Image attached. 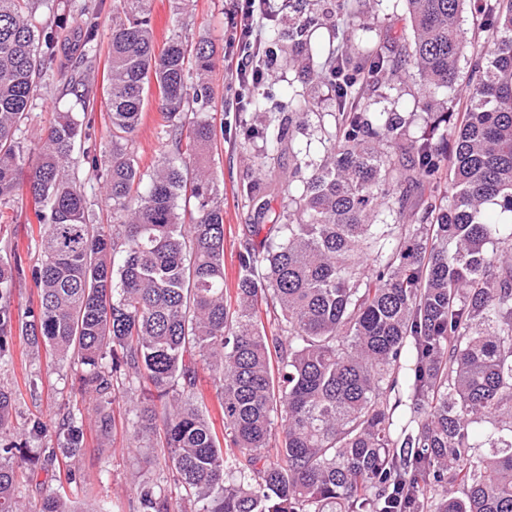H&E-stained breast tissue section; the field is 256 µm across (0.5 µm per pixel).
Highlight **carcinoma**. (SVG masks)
Returning a JSON list of instances; mask_svg holds the SVG:
<instances>
[{"mask_svg":"<svg viewBox=\"0 0 512 512\" xmlns=\"http://www.w3.org/2000/svg\"><path fill=\"white\" fill-rule=\"evenodd\" d=\"M34 0H0V223L20 188L35 205L40 259L0 253V364L14 345L77 365L71 400L52 425L57 448L35 454L9 439L17 390L0 383V512H108L54 490L32 505L18 486L56 456L83 455L84 422L132 443L154 438L164 465L132 480L139 512H512V0H475L486 43L467 41L465 0H405L413 38L365 53L343 49L306 74L334 88L324 154H291L282 204L249 225L235 288L224 287V198L212 165L218 141L206 80L214 47L173 35L155 51L150 0H120L107 45L111 148L91 157L112 223L95 224L69 170L81 126L58 112L30 161L21 141L43 78L87 109L83 66L97 47V13L74 27L37 15ZM352 0L267 45L292 63L316 24L349 32ZM465 100L435 99L458 86ZM419 81L428 129L369 111L381 80ZM173 146L148 174L132 150L149 95ZM311 101L276 104L261 134L294 139ZM424 184L409 224L397 190ZM244 201L268 212L262 188ZM193 205L180 221L179 200ZM31 279L37 305H15ZM412 372L400 375L405 354ZM210 376L216 426L199 389Z\"/></svg>","mask_w":512,"mask_h":512,"instance_id":"carcinoma-1","label":"carcinoma"}]
</instances>
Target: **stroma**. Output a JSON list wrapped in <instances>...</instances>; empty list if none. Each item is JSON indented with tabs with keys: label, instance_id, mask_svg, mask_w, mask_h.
<instances>
[{
	"label": "stroma",
	"instance_id": "obj_1",
	"mask_svg": "<svg viewBox=\"0 0 512 512\" xmlns=\"http://www.w3.org/2000/svg\"><path fill=\"white\" fill-rule=\"evenodd\" d=\"M225 0H151L152 25L156 48H163L172 36V19L181 16L184 26L183 36L196 39L209 38L215 46L212 83L217 110L215 119L224 123V139L214 155L215 166L222 172L224 181L219 189L224 196V285H235L237 272L236 254L245 239L250 224L256 223L257 216L252 207L240 197L243 184L260 182L267 192L271 209H279L281 194L278 186L272 185L270 176H259L256 160L269 148L268 143L258 136L266 117L263 113L246 111L238 115L234 101V91L229 87L230 62L225 61L223 51L224 32L227 28ZM353 47H361L378 41L392 43L403 40L412 34L411 23L404 0H369L367 6L356 8L349 19ZM275 77L268 82V89L276 99L285 101L296 91L306 90L314 98L317 111L323 112L324 121H310L305 129L296 134L294 149H308L311 158L322 154L320 138L321 124H332V111L336 109V97L327 86L312 81L301 83L296 67L287 64L285 57H278L275 64ZM46 89L40 98L34 100L31 119L24 134V146L28 152L36 150V130L46 128L55 113L72 109L70 97L61 93L62 83L55 73L45 77ZM422 98L416 85L391 84L382 87L374 96L371 109L375 112H397L403 115L414 114L410 127L412 135H420L426 126V116L421 111ZM89 125L78 138L74 157L78 175L84 186L89 213L96 223L106 224L111 220L110 212L100 192L99 182L83 151L92 144H108L110 141L109 117L104 99H97L93 109L88 110ZM254 129L252 139H245L246 129ZM158 109L156 100H149L145 109L144 121L137 133L133 150L142 171H149L154 161L169 147L158 137ZM16 220L0 226V248L15 249L25 265H35L39 249L30 236L29 224L34 221V206L25 193H18L11 204ZM39 378V395L30 397L23 386L27 376ZM0 381L21 389L19 410L42 412L45 418H53L57 406L66 401L74 381V371L69 365H51L45 357L28 356L25 362L0 369ZM86 451L76 462L77 480L69 489L74 500L94 499L108 503L111 512H137V503L129 489L126 476L133 469L150 470L155 454L151 448L130 447L125 434L111 436L109 443H101L95 428L85 431Z\"/></svg>",
	"mask_w": 512,
	"mask_h": 512
}]
</instances>
